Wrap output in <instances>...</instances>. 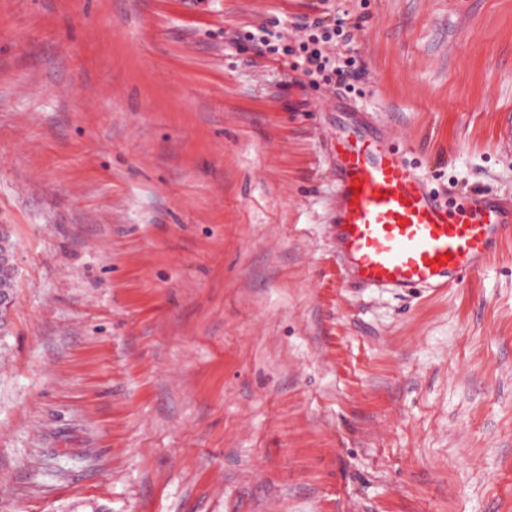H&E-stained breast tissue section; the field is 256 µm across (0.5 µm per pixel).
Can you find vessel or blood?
Masks as SVG:
<instances>
[{"mask_svg": "<svg viewBox=\"0 0 512 512\" xmlns=\"http://www.w3.org/2000/svg\"><path fill=\"white\" fill-rule=\"evenodd\" d=\"M336 249L367 288L442 289L477 272L512 235V201L471 194L451 210L371 130L336 141Z\"/></svg>", "mask_w": 512, "mask_h": 512, "instance_id": "1", "label": "vessel or blood"}]
</instances>
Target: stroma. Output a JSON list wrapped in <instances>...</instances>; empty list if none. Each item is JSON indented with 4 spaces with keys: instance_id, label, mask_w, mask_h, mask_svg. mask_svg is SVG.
<instances>
[{
    "instance_id": "stroma-1",
    "label": "stroma",
    "mask_w": 512,
    "mask_h": 512,
    "mask_svg": "<svg viewBox=\"0 0 512 512\" xmlns=\"http://www.w3.org/2000/svg\"><path fill=\"white\" fill-rule=\"evenodd\" d=\"M313 0H0V512H512V238L343 279L337 135L512 198V0H329L357 94L226 35Z\"/></svg>"
}]
</instances>
